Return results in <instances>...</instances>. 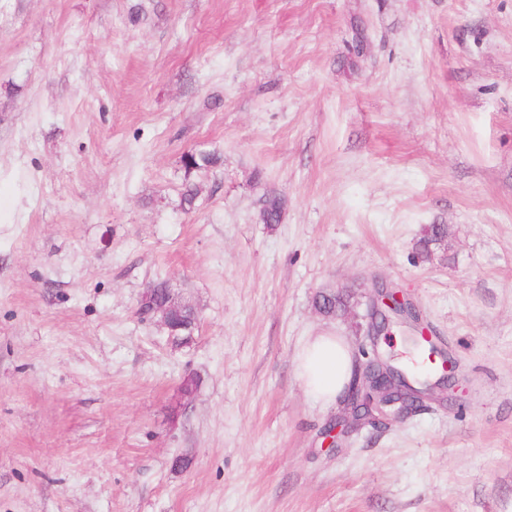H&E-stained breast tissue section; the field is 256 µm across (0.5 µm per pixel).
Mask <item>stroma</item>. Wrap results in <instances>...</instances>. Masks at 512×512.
<instances>
[{
  "mask_svg": "<svg viewBox=\"0 0 512 512\" xmlns=\"http://www.w3.org/2000/svg\"><path fill=\"white\" fill-rule=\"evenodd\" d=\"M375 276L461 377L332 449ZM0 512H512V0H0ZM221 164V156L217 152L197 151L188 152L183 157L186 172L216 168ZM448 227L444 224L426 225L416 242V251L421 258H429L440 238L447 236ZM140 301L141 305L150 306L149 313L167 330L174 343L177 345L189 343L194 333H191L190 336H181L178 333V330L182 328L180 326L181 312L189 304L188 301L171 291L163 304L156 305L153 301V291L151 289L145 290ZM296 365L306 393L318 402L327 403L336 399L348 382L351 356L340 337L312 336L298 349Z\"/></svg>",
  "mask_w": 512,
  "mask_h": 512,
  "instance_id": "stroma-1",
  "label": "stroma"
}]
</instances>
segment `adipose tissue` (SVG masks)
Listing matches in <instances>:
<instances>
[{"mask_svg":"<svg viewBox=\"0 0 512 512\" xmlns=\"http://www.w3.org/2000/svg\"><path fill=\"white\" fill-rule=\"evenodd\" d=\"M296 365L306 393L316 401L327 403L335 399L348 382L351 356L340 337L313 336L298 349Z\"/></svg>","mask_w":512,"mask_h":512,"instance_id":"ef3b65f1","label":"adipose tissue"}]
</instances>
